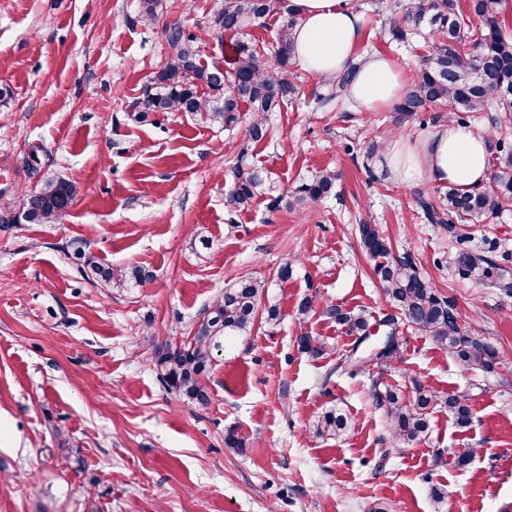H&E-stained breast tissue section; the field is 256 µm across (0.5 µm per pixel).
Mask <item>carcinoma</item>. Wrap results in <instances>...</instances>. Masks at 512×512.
<instances>
[{
  "instance_id": "cac0c4a2",
  "label": "carcinoma",
  "mask_w": 512,
  "mask_h": 512,
  "mask_svg": "<svg viewBox=\"0 0 512 512\" xmlns=\"http://www.w3.org/2000/svg\"><path fill=\"white\" fill-rule=\"evenodd\" d=\"M137 8L140 21L150 25L159 15L161 0H137ZM399 8L401 16L390 20L392 30L401 31L402 23L418 34L429 29L431 52L395 111L409 114L438 109L450 119L462 112H497L495 123H512V39L503 35L508 0H404ZM282 10L281 0H224V8L211 24L221 32L239 34ZM296 23V13L290 8L278 32L276 66H268L256 48L242 40L236 43L227 68L203 65L197 37L186 33L178 22L169 24L162 32L166 61L144 85L134 113V119L143 122L154 112H187L201 124L230 128L239 123L242 106H247L252 119L233 166L234 184L227 200L234 212L248 208L260 197L273 202L280 199L274 182L249 163L248 154L250 144L267 137V114L301 96L290 70L294 57L291 32ZM349 81L348 72L327 80L319 104L337 107L347 95ZM498 149V163L488 187L467 192L450 187L442 198L420 200L428 220L435 224L483 223L512 207V149L502 143ZM336 180V172H320L296 188L295 201L317 202L327 197ZM74 195L71 182L46 176L35 189L23 193L19 207L0 208V224H61ZM359 232L374 274L397 310L383 324L401 319L432 336L465 369L494 372L499 365L497 350L460 329L453 306L420 276L410 257L390 259L387 243L373 224H361ZM77 259L93 281L118 292L136 288L150 277L142 266L114 268L91 251L77 252ZM267 294L266 281L243 275L204 309L188 340L158 346L153 365L166 389L205 403L207 392L201 375L213 352L222 347L224 337L249 331ZM326 315L362 342L370 335V322L361 309L330 306ZM298 345L314 358L326 354L325 345L305 332L298 336ZM400 359L396 339L379 353L360 354L355 347L345 362L351 372H366L376 364L387 366ZM373 387L376 405L384 408L397 443L410 445L426 436L429 411L437 405L447 407L460 427L470 424L469 408L460 396H445L416 384L414 395L407 398L400 389L379 379L373 381ZM348 428V416L329 409L311 420L307 431L315 438L330 439L343 436Z\"/></svg>"
}]
</instances>
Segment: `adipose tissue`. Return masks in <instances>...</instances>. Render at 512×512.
Segmentation results:
<instances>
[{
    "mask_svg": "<svg viewBox=\"0 0 512 512\" xmlns=\"http://www.w3.org/2000/svg\"><path fill=\"white\" fill-rule=\"evenodd\" d=\"M290 2L299 17L293 30L295 58L304 71L333 78L353 70L348 98L360 112L381 110L401 97L402 67L379 53L361 55L363 15L351 0ZM489 156L485 134L451 120L423 139L395 142L388 168L403 183L469 191L487 181Z\"/></svg>",
    "mask_w": 512,
    "mask_h": 512,
    "instance_id": "ef3b65f1",
    "label": "adipose tissue"
}]
</instances>
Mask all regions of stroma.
Wrapping results in <instances>:
<instances>
[{"label":"stroma","mask_w":512,"mask_h":512,"mask_svg":"<svg viewBox=\"0 0 512 512\" xmlns=\"http://www.w3.org/2000/svg\"><path fill=\"white\" fill-rule=\"evenodd\" d=\"M352 3L363 51L415 80L430 49L392 35L395 0ZM223 5L162 0L147 26L134 0H0V207L18 206L43 175L76 185L63 223L0 224V512H512V292L458 271L460 254L477 251L512 275V208L487 224L428 223L419 199L436 187L395 181L368 146L428 136L447 113L330 110L314 97L322 78L298 68L303 99L269 114V137L248 156L281 198L229 212L244 126L133 118L166 60L163 25L199 35L201 63H225L235 39L211 27ZM33 151L36 176L24 165ZM323 170L338 173L335 192L296 203L295 188ZM365 220L394 257L413 258L462 330L499 352L495 372L467 371L431 336L398 326L401 361L384 382L462 396L468 427L439 406L427 437L396 444L367 376L340 366L358 339L326 307L365 310L374 325L394 312L360 245ZM198 229L210 250L195 246ZM75 245L154 277L125 293L96 286ZM288 261L293 275L279 280ZM245 274L269 282L282 319L226 343L204 379L208 405L186 402L158 378L154 350L191 336ZM308 294L316 304L299 315ZM302 332L328 353H302ZM334 407L350 431L310 437L307 422ZM231 431L242 447H225ZM464 447L477 454L460 469L448 451Z\"/></svg>","instance_id":"obj_1"}]
</instances>
